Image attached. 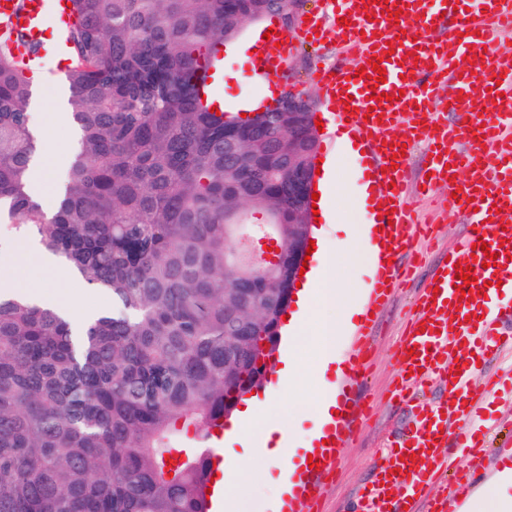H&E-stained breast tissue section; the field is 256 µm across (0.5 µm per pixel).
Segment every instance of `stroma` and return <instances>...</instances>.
Instances as JSON below:
<instances>
[{
  "label": "stroma",
  "mask_w": 512,
  "mask_h": 512,
  "mask_svg": "<svg viewBox=\"0 0 512 512\" xmlns=\"http://www.w3.org/2000/svg\"><path fill=\"white\" fill-rule=\"evenodd\" d=\"M322 60H336L346 68L353 65L351 58L336 57L335 53L317 46L301 45L294 50L286 74L289 84L312 102L316 116L324 123L321 135L322 153H331L340 158V190L334 198V204L341 214V220L337 223L319 221L315 236L321 240L326 252L334 260V276L351 288L359 306L364 308L367 307L370 296L371 268L366 260H351L343 245L353 225L364 221L363 204L357 188L366 179L365 164L361 160L344 156L343 149L336 140L335 125L311 81L312 69ZM55 66V59L50 57L45 60L40 70L41 81L34 88L38 105L32 109L31 117L34 126L41 132L40 145L66 148L74 144L75 130L70 122L57 123L53 120L55 106L65 102V87L52 75ZM246 67L247 57L242 48H227L224 68L229 71L230 76L221 86L226 104H236L260 92V84L247 81ZM445 199L446 190L438 185L428 198L419 200L418 218L422 223L430 225V234L419 242L416 255L397 256V263L412 267L413 272L395 289L390 302L379 313L374 334L362 340L356 336L354 327H347L343 336L334 344V360L322 377L315 371L320 348L313 339H306L297 349V359L303 368L300 389L282 397L267 411L268 421L272 424L282 418H289L287 432L291 447H305L310 435L321 426V419L311 405L312 400L320 395L324 385L344 386L345 378L340 372L344 360L358 341H365L368 345L370 357L362 388L349 393L347 401L350 411L354 412L358 409L361 397H368L374 406V416L341 449L337 481L335 485L323 487L321 490L324 512H350L358 489L372 476V460L404 423L403 414L395 410L388 399V390L397 373L393 351L413 305L431 273L441 261L447 259L449 251L454 250L467 233L462 215L444 208Z\"/></svg>",
  "instance_id": "obj_1"
}]
</instances>
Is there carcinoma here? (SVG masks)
<instances>
[{"label": "carcinoma", "mask_w": 512, "mask_h": 512, "mask_svg": "<svg viewBox=\"0 0 512 512\" xmlns=\"http://www.w3.org/2000/svg\"><path fill=\"white\" fill-rule=\"evenodd\" d=\"M295 0H74L79 146L52 213L32 188L34 69L0 49V215L112 308L77 330L0 297V512H209L196 437L260 388L303 238L288 188V92L246 118L201 101L203 53ZM272 259L234 261L240 212Z\"/></svg>", "instance_id": "1"}]
</instances>
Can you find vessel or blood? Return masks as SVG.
Listing matches in <instances>:
<instances>
[{"mask_svg": "<svg viewBox=\"0 0 512 512\" xmlns=\"http://www.w3.org/2000/svg\"><path fill=\"white\" fill-rule=\"evenodd\" d=\"M326 9L299 23L294 34L277 32L252 56L255 73L265 81L278 78L296 45L336 43L354 67L334 64L315 68L311 79L323 104L337 113L361 141L375 175L377 200L388 218L379 219L393 251L412 248L421 227L410 219L402 182L407 160L403 145L416 140L429 145L418 194L435 182L448 189V209L462 213L469 231L449 262L431 278L415 302V310L395 349L397 374L389 400L408 423L396 447L383 449L372 464V479L356 497L355 512H447L448 504L468 497L481 483L488 456L512 468V447L488 450L483 424L484 403L496 395L501 382L512 384V371L490 378L482 388L473 379L481 362L512 352V304L499 297L501 282L512 278V52L493 50L496 36L512 32V0H483L467 11L466 0H323ZM455 18L465 33L460 47L471 63L460 72L448 43L432 37L446 18ZM75 22L69 0H0V39L22 61L29 45L51 47L60 71L67 29ZM385 59L384 82L357 74V67ZM489 87L487 97L473 95V84ZM447 87L448 100L459 119L442 122L431 103L438 87ZM384 93L371 101L372 92ZM487 243V250L476 247ZM497 255L486 266L487 252ZM472 272V283L462 273ZM404 269L382 263L370 313L360 321L361 336L372 333L374 313L389 301ZM369 360L359 346L346 362L350 386H360ZM443 387L436 401L429 389ZM364 403L361 417L340 412L322 428L323 440L310 452L288 462V495L278 512H323L322 497L311 479L335 482L340 446L362 429L370 417ZM316 468H309V461Z\"/></svg>", "mask_w": 512, "mask_h": 512, "instance_id": "vessel-or-blood-1", "label": "vessel or blood"}]
</instances>
